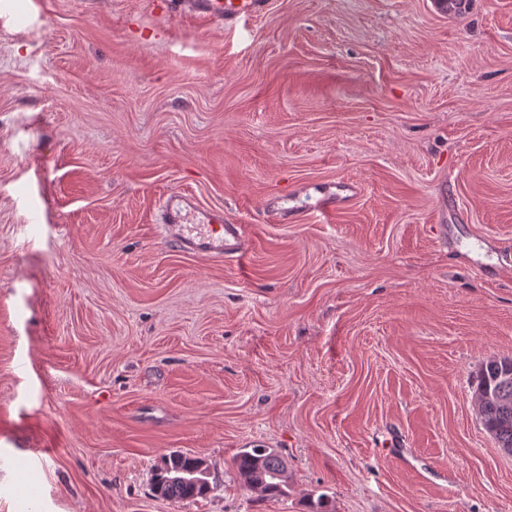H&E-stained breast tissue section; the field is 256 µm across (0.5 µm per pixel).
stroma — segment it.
I'll return each instance as SVG.
<instances>
[{
  "label": "stroma",
  "mask_w": 512,
  "mask_h": 512,
  "mask_svg": "<svg viewBox=\"0 0 512 512\" xmlns=\"http://www.w3.org/2000/svg\"><path fill=\"white\" fill-rule=\"evenodd\" d=\"M340 179L332 222L266 211ZM174 191L243 265L162 237ZM503 356L512 0H0V512H512L472 385ZM256 444L283 495L241 488ZM173 452L206 498L154 496ZM271 0H178L182 11L224 28L264 16ZM252 445L243 448L233 458V467L243 487L260 489L275 496L283 493L287 462L275 449Z\"/></svg>",
  "instance_id": "35a3bbf8"
}]
</instances>
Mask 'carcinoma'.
<instances>
[{"label": "carcinoma", "instance_id": "cac0c4a2", "mask_svg": "<svg viewBox=\"0 0 512 512\" xmlns=\"http://www.w3.org/2000/svg\"><path fill=\"white\" fill-rule=\"evenodd\" d=\"M474 395L485 429L499 450L511 457L512 358L487 361L478 373ZM163 462L164 467L157 469L154 475L163 499L174 502L195 500L210 492V486L205 483L194 484L183 480L184 472L198 465V458L173 453L164 458ZM233 467L243 487L259 489L271 496L283 493L287 462L275 449L261 445L245 448L233 458Z\"/></svg>", "mask_w": 512, "mask_h": 512}]
</instances>
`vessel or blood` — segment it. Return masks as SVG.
<instances>
[{"label":"vessel or blood","instance_id":"1","mask_svg":"<svg viewBox=\"0 0 512 512\" xmlns=\"http://www.w3.org/2000/svg\"><path fill=\"white\" fill-rule=\"evenodd\" d=\"M182 11L212 24L234 28L239 23L264 16L271 0H178ZM317 200L313 214L327 220L345 209L358 195L359 188L348 181L315 185ZM197 209L194 196L177 192L161 206L160 227L164 238L181 253L224 261L241 262L248 248L242 225L225 221L220 210L202 212L200 223L187 221L188 212Z\"/></svg>","mask_w":512,"mask_h":512}]
</instances>
